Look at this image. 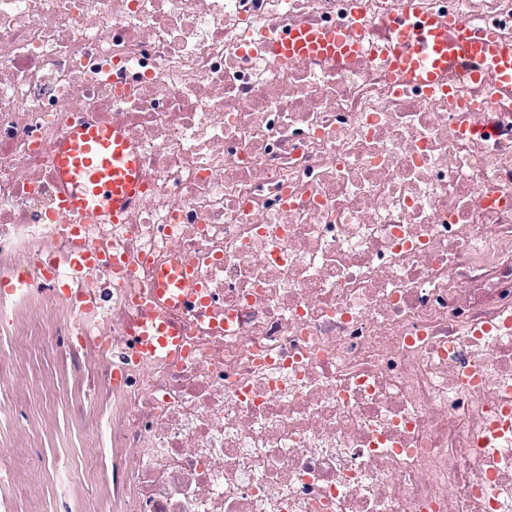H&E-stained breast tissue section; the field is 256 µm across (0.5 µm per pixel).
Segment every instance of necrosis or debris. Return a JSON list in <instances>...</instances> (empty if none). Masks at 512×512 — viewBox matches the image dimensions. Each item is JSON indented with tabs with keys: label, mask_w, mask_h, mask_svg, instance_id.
Wrapping results in <instances>:
<instances>
[{
	"label": "necrosis or debris",
	"mask_w": 512,
	"mask_h": 512,
	"mask_svg": "<svg viewBox=\"0 0 512 512\" xmlns=\"http://www.w3.org/2000/svg\"><path fill=\"white\" fill-rule=\"evenodd\" d=\"M422 4L512 40V0ZM391 6L0 0V326L43 316L102 512H512V94L392 78ZM357 11L361 57L266 50ZM91 121L140 155L127 223L61 209L51 151ZM175 261L206 299L155 307L158 358L133 296ZM140 324L137 336V348L150 354L172 355L181 345V331L168 321L162 320L148 312Z\"/></svg>",
	"instance_id": "obj_1"
}]
</instances>
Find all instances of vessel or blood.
<instances>
[{
    "label": "vessel or blood",
    "mask_w": 512,
    "mask_h": 512,
    "mask_svg": "<svg viewBox=\"0 0 512 512\" xmlns=\"http://www.w3.org/2000/svg\"><path fill=\"white\" fill-rule=\"evenodd\" d=\"M384 20L392 37L382 58L396 76L418 84H438L448 66V47L453 44L481 71L493 72L500 89L512 90L511 42L476 34L462 19L424 11L417 0H394ZM268 50L291 62L324 55L354 57L361 43L340 25L301 27L283 31ZM140 166L135 147L119 125L88 124L72 129L53 157L62 209L122 223L142 188ZM153 293L172 304L193 296L185 271L176 264L160 273ZM180 336V330L168 321L150 315L140 325L136 345L141 351L169 356L178 351Z\"/></svg>",
    "instance_id": "b4317fda"
}]
</instances>
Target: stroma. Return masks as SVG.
<instances>
[{"label":"stroma","instance_id":"stroma-1","mask_svg":"<svg viewBox=\"0 0 512 512\" xmlns=\"http://www.w3.org/2000/svg\"><path fill=\"white\" fill-rule=\"evenodd\" d=\"M36 337L15 331L0 335V360L12 363L16 385L0 387V448L8 449L17 466V477L0 482V495L13 497L18 512H51L53 485L35 460L73 451L59 431L69 418L66 394L56 391V363L36 357ZM23 412L43 430L38 447H31L16 413Z\"/></svg>","mask_w":512,"mask_h":512}]
</instances>
